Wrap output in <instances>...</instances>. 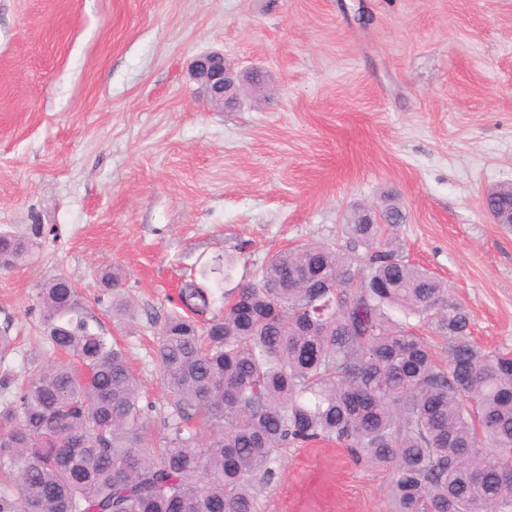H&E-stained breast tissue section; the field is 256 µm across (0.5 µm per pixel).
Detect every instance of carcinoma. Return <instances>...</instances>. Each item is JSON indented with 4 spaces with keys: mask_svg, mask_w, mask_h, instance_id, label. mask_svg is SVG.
<instances>
[{
    "mask_svg": "<svg viewBox=\"0 0 512 512\" xmlns=\"http://www.w3.org/2000/svg\"><path fill=\"white\" fill-rule=\"evenodd\" d=\"M484 203L512 213V184ZM353 210L351 262L324 244L276 254L201 324L213 303L194 279L177 294L155 360L172 411L162 444L125 354L56 278L39 293L48 339L76 359L16 390L0 431V512H263L274 452L334 442L392 470L391 512H512V352L471 339L468 313L433 273L393 248L394 203ZM33 242L0 233L13 267ZM452 345L436 358L417 328Z\"/></svg>",
    "mask_w": 512,
    "mask_h": 512,
    "instance_id": "carcinoma-1",
    "label": "carcinoma"
}]
</instances>
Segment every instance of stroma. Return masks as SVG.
I'll use <instances>...</instances> for the list:
<instances>
[{
    "mask_svg": "<svg viewBox=\"0 0 512 512\" xmlns=\"http://www.w3.org/2000/svg\"><path fill=\"white\" fill-rule=\"evenodd\" d=\"M220 50L236 106L189 75ZM512 184V0H0V232L38 247L0 268V372L58 361L40 289L63 276L151 402L152 353L182 281L222 297L277 253L323 243L393 195L402 256L434 273L477 343L512 350V230L481 198ZM112 270L115 290L101 288ZM134 308L114 319L113 296ZM265 512H389L391 472L333 443L282 448Z\"/></svg>",
    "mask_w": 512,
    "mask_h": 512,
    "instance_id": "stroma-1",
    "label": "stroma"
}]
</instances>
